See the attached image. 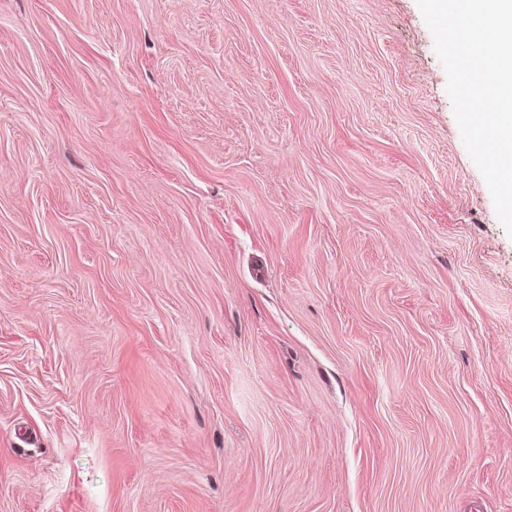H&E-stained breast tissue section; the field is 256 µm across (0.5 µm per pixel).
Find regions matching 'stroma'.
Here are the masks:
<instances>
[{
    "label": "stroma",
    "mask_w": 512,
    "mask_h": 512,
    "mask_svg": "<svg viewBox=\"0 0 512 512\" xmlns=\"http://www.w3.org/2000/svg\"><path fill=\"white\" fill-rule=\"evenodd\" d=\"M416 0H0V512H512V238Z\"/></svg>",
    "instance_id": "obj_1"
}]
</instances>
